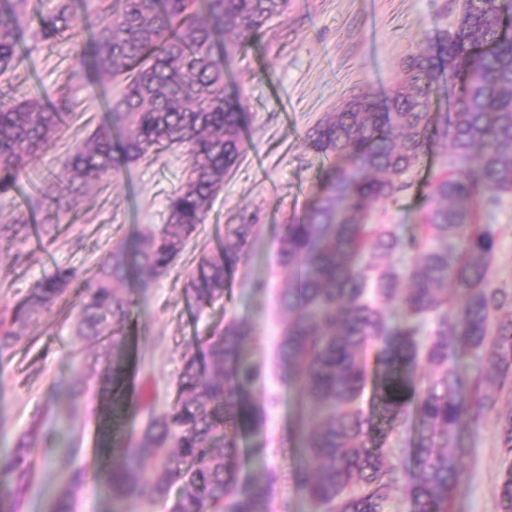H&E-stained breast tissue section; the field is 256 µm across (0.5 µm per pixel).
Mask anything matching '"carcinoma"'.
Returning a JSON list of instances; mask_svg holds the SVG:
<instances>
[{
  "label": "carcinoma",
  "mask_w": 512,
  "mask_h": 512,
  "mask_svg": "<svg viewBox=\"0 0 512 512\" xmlns=\"http://www.w3.org/2000/svg\"><path fill=\"white\" fill-rule=\"evenodd\" d=\"M459 5L440 45L423 36L402 59L384 99L352 92L307 133L331 166L303 214L283 225L279 256L289 281L278 306L288 323L277 362L306 408L299 438L311 465L297 480L320 512H385L406 473L387 461L383 442L412 420L413 512H449L467 454L459 437L466 423L493 416L500 447L512 455V289L490 277L496 233L487 221L512 198V0ZM81 7L92 8L96 22L76 31ZM287 9L288 0H53L34 26L27 0H0V77L15 75L26 38L33 47L66 45L69 60L63 95L51 106L0 90V198L31 159L55 148L78 74L123 82L107 102L109 120L62 161L58 209L112 183L123 163L174 147L187 156L164 223L132 249L112 248L74 320L75 334L97 345L85 362L104 365L101 393L113 407L123 401L129 366L124 288L135 276L144 284L169 271L245 156L248 106L231 92L227 64ZM432 153L443 166L425 182L419 223H371L378 205L397 204L415 186L413 173ZM29 228L20 211L4 231L25 238ZM253 236L254 225H233L190 268L196 305L224 300L228 275L249 260ZM374 252L411 264L382 268L368 259ZM74 280L72 269L58 267L32 283L0 321V352L26 337ZM252 335L235 319L214 329L203 355L185 360L172 410L158 415L143 406L144 427L109 473L112 498L164 500L167 512H271L264 484L243 474L239 446L241 430L259 432L264 422L252 394L262 370L245 352ZM373 345L376 416L357 406L369 377L363 355ZM466 349L492 364L468 397L457 372ZM422 360L438 373L420 389L414 374ZM55 444V430L41 418L18 440L0 481V512H14L16 494L29 484L32 449ZM149 465L152 479L144 476ZM81 480L71 475L54 512H73L72 487Z\"/></svg>",
  "instance_id": "cac0c4a2"
}]
</instances>
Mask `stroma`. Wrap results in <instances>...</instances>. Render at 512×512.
I'll return each instance as SVG.
<instances>
[{"label":"stroma","mask_w":512,"mask_h":512,"mask_svg":"<svg viewBox=\"0 0 512 512\" xmlns=\"http://www.w3.org/2000/svg\"><path fill=\"white\" fill-rule=\"evenodd\" d=\"M457 12V0H289L287 11L269 22L261 42L230 59L233 86L249 104L247 154L174 266L148 287L127 290L132 370L123 409L106 418L96 373L78 399L51 394L54 382L72 377L78 353L91 348L73 330L79 293L45 314L14 348L0 353V466L38 416L60 431L59 447L34 450V474L17 512H52L74 470L83 473L73 490L74 512H167L160 500L113 499L109 483L97 482L96 474L114 464L109 447H125L141 431L142 403H152L159 414L171 410L184 356L202 353V339L232 318L253 327L247 357L267 370L264 383L253 391L265 408L263 430L240 440L243 447L264 448L260 459L249 462V470L266 479L272 512H316L296 480L305 462L292 438L302 400L280 379L274 359L285 325L276 296L288 282L278 258L280 233L314 199L329 165L308 149L306 133L349 89L387 93L400 60L416 49L419 38L441 36L455 23ZM65 51L63 45L46 44L25 53L17 77L6 81V88L21 99L55 101L68 67ZM120 87L117 80L79 82L73 95L76 117L64 139L29 164L20 179V186L31 189L30 208L51 230L36 244L0 239V313L9 312L31 283L56 267L73 269L77 282H89L114 244L135 246L162 224L167 200L186 168L178 150L123 166L110 189L82 196L72 211L58 212L48 203L58 194L57 183L46 178L48 168L59 166L76 141L106 122L105 103ZM245 216L257 226L248 262L235 268L223 303L197 307L189 297L188 269L201 252L216 247L228 225ZM495 224L491 277L512 289V202L498 212ZM461 440L468 454L450 512H501L500 486L512 457L499 445L494 419L464 425Z\"/></svg>","instance_id":"obj_1"}]
</instances>
